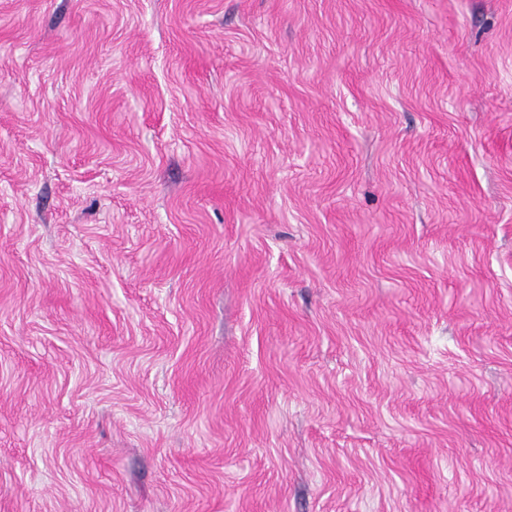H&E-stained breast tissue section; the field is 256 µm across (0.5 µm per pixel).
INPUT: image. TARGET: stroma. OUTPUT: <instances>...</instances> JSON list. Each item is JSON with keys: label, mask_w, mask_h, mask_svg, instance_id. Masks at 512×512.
I'll return each instance as SVG.
<instances>
[{"label": "stroma", "mask_w": 512, "mask_h": 512, "mask_svg": "<svg viewBox=\"0 0 512 512\" xmlns=\"http://www.w3.org/2000/svg\"><path fill=\"white\" fill-rule=\"evenodd\" d=\"M0 512H512V0H0Z\"/></svg>", "instance_id": "1"}]
</instances>
